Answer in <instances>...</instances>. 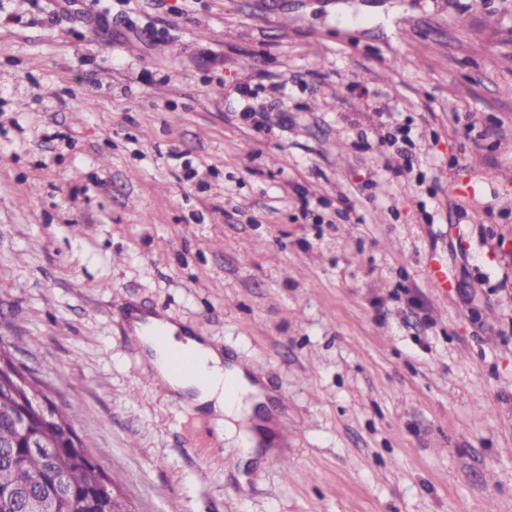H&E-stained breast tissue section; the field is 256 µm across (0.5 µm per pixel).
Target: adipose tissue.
<instances>
[{
	"instance_id": "adipose-tissue-1",
	"label": "adipose tissue",
	"mask_w": 512,
	"mask_h": 512,
	"mask_svg": "<svg viewBox=\"0 0 512 512\" xmlns=\"http://www.w3.org/2000/svg\"><path fill=\"white\" fill-rule=\"evenodd\" d=\"M133 326L141 331L150 364L168 387L193 405L210 410L220 429L236 431L235 423L247 405L263 403L261 387L252 383L240 367L225 365L219 347L203 339L178 335L176 326L163 318L151 316L144 322L134 321ZM175 349L194 356L193 374L184 375L172 368L170 353Z\"/></svg>"
}]
</instances>
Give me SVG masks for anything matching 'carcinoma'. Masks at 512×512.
<instances>
[{"label": "carcinoma", "mask_w": 512, "mask_h": 512, "mask_svg": "<svg viewBox=\"0 0 512 512\" xmlns=\"http://www.w3.org/2000/svg\"><path fill=\"white\" fill-rule=\"evenodd\" d=\"M6 362L8 373L0 376V491L15 488L18 497L0 496V512H25L28 497L57 486L63 488L57 512H128L122 499L112 497V491L97 486L90 465L85 460L87 450L69 446L68 434L72 423L61 418L62 424L44 431L33 427L23 434L13 418L25 409L30 400L48 399L43 382L24 366L11 361L9 346L0 341V362ZM34 436L49 437L54 447L34 452L28 441Z\"/></svg>", "instance_id": "cac0c4a2"}]
</instances>
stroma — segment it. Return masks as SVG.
<instances>
[{"label":"stroma","instance_id":"stroma-1","mask_svg":"<svg viewBox=\"0 0 512 512\" xmlns=\"http://www.w3.org/2000/svg\"><path fill=\"white\" fill-rule=\"evenodd\" d=\"M131 307L263 366L257 457ZM0 338L132 512H512V0H0Z\"/></svg>","mask_w":512,"mask_h":512}]
</instances>
